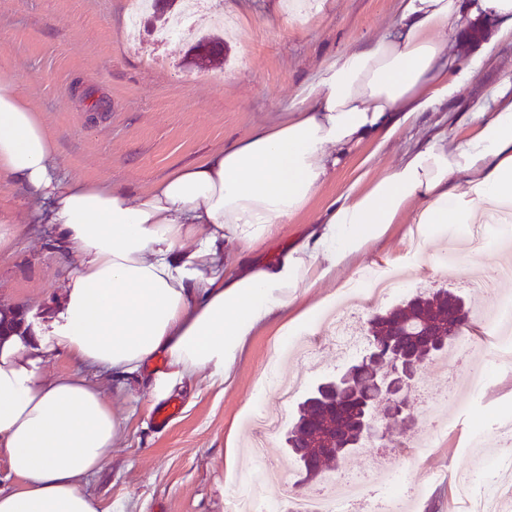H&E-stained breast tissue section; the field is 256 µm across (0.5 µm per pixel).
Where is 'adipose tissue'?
I'll return each mask as SVG.
<instances>
[{"label": "adipose tissue", "mask_w": 512, "mask_h": 512, "mask_svg": "<svg viewBox=\"0 0 512 512\" xmlns=\"http://www.w3.org/2000/svg\"><path fill=\"white\" fill-rule=\"evenodd\" d=\"M496 29L457 60L448 34L459 0H399L396 25L372 46L324 67L288 121L255 130L132 197L106 183L59 176L57 145L14 73L0 70V190L19 193L24 217L0 213V253L29 224H54L75 266L55 314L0 340V462L14 484L0 512H103L85 480L103 470L126 427L86 372L150 377L160 401L184 382L223 383L250 336L333 278L369 241L410 218L431 247L442 224H490L512 208V81L473 113L463 140L439 136L362 190H349L297 242L253 260L248 249L301 212L363 140L393 136L410 118L451 102L461 84L512 40V0H474ZM73 369L46 378L43 362Z\"/></svg>", "instance_id": "ef3b65f1"}]
</instances>
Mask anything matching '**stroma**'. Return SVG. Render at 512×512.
I'll return each instance as SVG.
<instances>
[{
    "instance_id": "stroma-1",
    "label": "stroma",
    "mask_w": 512,
    "mask_h": 512,
    "mask_svg": "<svg viewBox=\"0 0 512 512\" xmlns=\"http://www.w3.org/2000/svg\"><path fill=\"white\" fill-rule=\"evenodd\" d=\"M221 2L236 29L217 28L209 15L200 14L179 37L160 45L146 35L129 40L125 21L133 0H0V68L12 70L29 93L58 145L61 176L145 193L257 127L294 116L303 86L324 65L371 46L398 20L397 0H321L301 23L281 15L278 0ZM205 36L221 41V61L198 63L194 47ZM508 77L512 43L504 42L494 62L461 89L458 104L419 114L389 139L363 142L276 238L251 249V258L271 256L302 237L351 186L367 187L407 150L439 133L470 136L472 108L484 105L487 91ZM465 230L462 224L441 225L435 245L419 251L406 225H392L352 264L337 268L334 280L309 289L306 300L315 306L309 323L288 310L287 335L274 324L258 331L224 384L200 377L173 392L181 412L166 428L154 422L156 405L145 384L131 382L128 427L109 464L87 479L85 490L104 512H231V493L248 462L245 444L252 437L246 411L257 403L281 407L263 387L270 369L303 380L298 396L304 399L346 367L335 341L320 334L318 325L340 313L355 269L372 274L392 267L402 273L386 298L356 312L354 325L362 335L374 315L432 289H450L474 315L495 306L497 298H512V284L482 292L468 287L462 266L444 262L450 240ZM72 269L55 226L27 225L13 251L0 257V308L40 314L58 300ZM289 341L312 343V358H281ZM472 359L490 372L479 395H471L459 379L453 347L416 391L413 412L419 416L426 397L444 395L451 386L457 390L448 404L455 423L428 457L413 455L421 430L404 431L366 453L351 452L345 473L364 479L397 471L413 491L408 512H468L453 477L471 467L468 448L479 428L512 415V356L500 341L489 340L475 347Z\"/></svg>"
}]
</instances>
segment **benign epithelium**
Segmentation results:
<instances>
[{
    "label": "benign epithelium",
    "mask_w": 512,
    "mask_h": 512,
    "mask_svg": "<svg viewBox=\"0 0 512 512\" xmlns=\"http://www.w3.org/2000/svg\"><path fill=\"white\" fill-rule=\"evenodd\" d=\"M448 339L436 337L430 329L420 333L412 344L393 338L387 346L368 338L362 355L346 369L317 386L331 391L345 401L340 415H351L353 435H345L343 448H364L394 436L399 430L413 429L418 420L410 411L413 389L423 366L441 349ZM385 372L373 380L375 394L361 396L355 390L357 374L376 365Z\"/></svg>",
    "instance_id": "obj_1"
}]
</instances>
